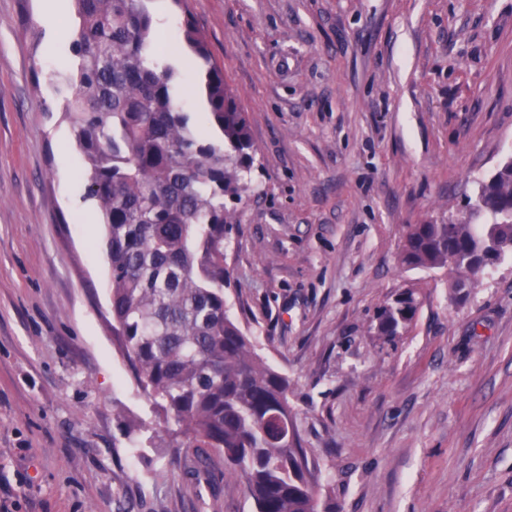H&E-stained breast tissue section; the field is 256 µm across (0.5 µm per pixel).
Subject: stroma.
<instances>
[{"instance_id": "obj_1", "label": "stroma", "mask_w": 512, "mask_h": 512, "mask_svg": "<svg viewBox=\"0 0 512 512\" xmlns=\"http://www.w3.org/2000/svg\"><path fill=\"white\" fill-rule=\"evenodd\" d=\"M45 0H0V501L10 512H255L138 433L150 407L110 328L100 213L51 78ZM192 15L256 152L226 233L229 314L288 378L336 512H512V260L454 292L399 262L512 153V0H150ZM412 290L393 336L382 307ZM416 310L411 290L400 293L382 309L377 330L381 335L393 336L399 328H404L412 320Z\"/></svg>"}]
</instances>
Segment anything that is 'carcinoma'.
<instances>
[{
	"label": "carcinoma",
	"instance_id": "obj_1",
	"mask_svg": "<svg viewBox=\"0 0 512 512\" xmlns=\"http://www.w3.org/2000/svg\"><path fill=\"white\" fill-rule=\"evenodd\" d=\"M72 59L53 87L86 167V198L103 217L112 336L161 448H191L203 470L231 472L256 512H335L322 498L288 401V378L267 365L226 308L225 199L242 200L255 152L248 118L191 15L182 23L208 125L174 93L176 70L149 0H72ZM468 216L408 224L400 263L451 267L471 283L474 261L512 256V155L477 185ZM416 310L411 290L387 303L377 330L393 336Z\"/></svg>",
	"mask_w": 512,
	"mask_h": 512
}]
</instances>
